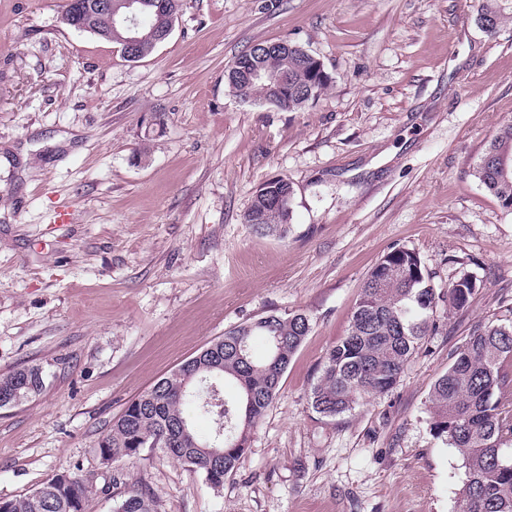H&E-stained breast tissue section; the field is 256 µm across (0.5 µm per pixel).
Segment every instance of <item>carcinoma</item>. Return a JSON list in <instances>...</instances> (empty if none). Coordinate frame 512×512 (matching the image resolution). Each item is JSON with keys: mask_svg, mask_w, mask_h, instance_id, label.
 I'll use <instances>...</instances> for the list:
<instances>
[{"mask_svg": "<svg viewBox=\"0 0 512 512\" xmlns=\"http://www.w3.org/2000/svg\"><path fill=\"white\" fill-rule=\"evenodd\" d=\"M63 21L70 28H88L119 46L128 30L104 14L73 12L63 5ZM485 32L494 34L512 21L508 0H481L478 14ZM142 23L161 31L172 23L166 13L144 9ZM267 46L258 43L240 54L230 76L232 89L246 102L269 96L264 85L244 73ZM288 73V109L305 105L328 86L323 63L296 44L279 59ZM478 183L507 210H512V123L501 126L473 167ZM263 219L266 229L286 232L278 214L262 202L250 205L245 222ZM481 281L463 273L436 296L424 262L413 250L394 247L368 274L345 336L324 357L311 392L315 412L334 418L367 399L389 392L427 333L435 328L437 301L464 309ZM310 330L303 313L269 315L240 325L210 342L183 361L168 376L130 399L102 436L98 453L102 463L128 461L147 448L202 474L218 488L244 462L250 434L265 416L280 390L290 360ZM264 339L267 352L253 356L252 344ZM237 387V399L224 400L223 413L213 404L214 390L224 382ZM44 387L38 366L15 369L0 376V391H21L22 400ZM431 428L455 448L467 469L458 512H512V318L479 324L460 347L448 370L432 385ZM222 421L223 432L207 439L181 437V424L191 425L188 411ZM223 453L212 457L206 449ZM93 490L77 475L60 470L28 496L9 501L10 512H88ZM114 512H159L155 496L132 486Z\"/></svg>", "mask_w": 512, "mask_h": 512, "instance_id": "1", "label": "carcinoma"}]
</instances>
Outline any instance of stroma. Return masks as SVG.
<instances>
[{
    "instance_id": "obj_1",
    "label": "stroma",
    "mask_w": 512,
    "mask_h": 512,
    "mask_svg": "<svg viewBox=\"0 0 512 512\" xmlns=\"http://www.w3.org/2000/svg\"><path fill=\"white\" fill-rule=\"evenodd\" d=\"M62 3L0 0V374L36 365L45 381L0 407V498L67 470L92 481L90 512L134 484L161 512H457L466 469L428 397L470 329L512 308V211L472 175L512 121V23L485 33L480 0H182L133 62L64 24ZM277 40L331 78L292 111L227 80ZM275 177L294 188L281 236L244 221ZM397 245L437 291L463 273L483 286L462 310L438 304L392 390L322 416L324 356ZM288 313L310 331L223 487L157 449L101 463L128 400L225 331Z\"/></svg>"
}]
</instances>
